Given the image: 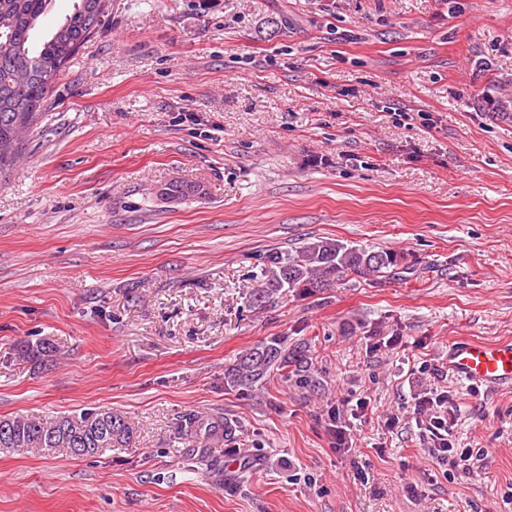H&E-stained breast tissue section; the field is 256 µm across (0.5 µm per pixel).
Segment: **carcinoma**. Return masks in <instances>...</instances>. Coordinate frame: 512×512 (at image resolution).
<instances>
[{
    "mask_svg": "<svg viewBox=\"0 0 512 512\" xmlns=\"http://www.w3.org/2000/svg\"><path fill=\"white\" fill-rule=\"evenodd\" d=\"M50 0H0V173L9 169L21 150L15 131L35 129L44 117L43 107L61 72L92 36L105 13V0H76L73 11L40 42L33 39ZM404 255L390 249L353 246L337 239L309 240L295 251L267 256L266 282L249 294L255 308L267 306L285 289L310 295L325 293L349 278L374 281L405 269ZM21 356L29 360L50 358L56 347L49 342L26 345ZM305 362V349L288 350L271 340L252 347L224 370V387L245 390L264 381L270 372ZM180 432L202 438L198 460L209 461L214 437L226 433L223 425L196 415L184 419ZM135 428L123 415L110 409L80 417L51 421L37 417L0 418V448H62L69 453L82 448L80 457H94L110 448L133 443Z\"/></svg>",
    "mask_w": 512,
    "mask_h": 512,
    "instance_id": "cac0c4a2",
    "label": "carcinoma"
}]
</instances>
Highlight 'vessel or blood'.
Here are the masks:
<instances>
[{
    "label": "vessel or blood",
    "mask_w": 512,
    "mask_h": 512,
    "mask_svg": "<svg viewBox=\"0 0 512 512\" xmlns=\"http://www.w3.org/2000/svg\"><path fill=\"white\" fill-rule=\"evenodd\" d=\"M448 373L486 391L512 388V341L484 343L457 339L449 343Z\"/></svg>",
    "instance_id": "b4317fda"
}]
</instances>
